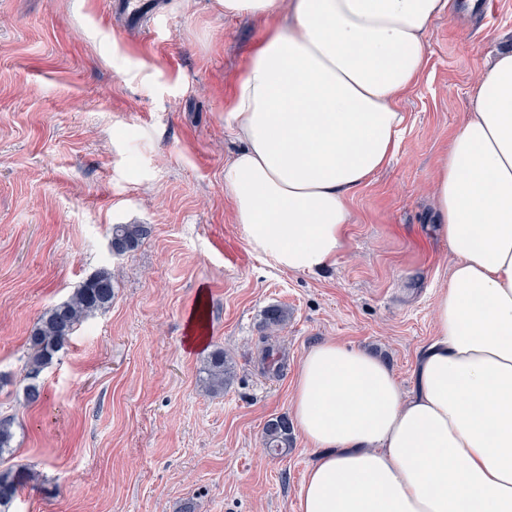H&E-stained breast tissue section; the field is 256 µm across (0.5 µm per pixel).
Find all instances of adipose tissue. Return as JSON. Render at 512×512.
Segmentation results:
<instances>
[{
	"mask_svg": "<svg viewBox=\"0 0 512 512\" xmlns=\"http://www.w3.org/2000/svg\"><path fill=\"white\" fill-rule=\"evenodd\" d=\"M270 29L233 90L224 189L252 249L335 263L352 195L395 158L403 94L448 0H223ZM455 263L403 389L333 340L303 357L294 420L313 451L298 512H512V49L483 70L433 181Z\"/></svg>",
	"mask_w": 512,
	"mask_h": 512,
	"instance_id": "ef3b65f1",
	"label": "adipose tissue"
}]
</instances>
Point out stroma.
I'll return each mask as SVG.
<instances>
[{
  "label": "stroma",
  "mask_w": 512,
  "mask_h": 512,
  "mask_svg": "<svg viewBox=\"0 0 512 512\" xmlns=\"http://www.w3.org/2000/svg\"><path fill=\"white\" fill-rule=\"evenodd\" d=\"M147 33L103 0H0V417L23 472L9 512H297L310 453L263 446L291 415L298 366L334 339L366 349L410 386L435 335L453 256L434 236L432 182L481 68L512 47V0L489 19L435 21L425 70L403 97L397 156L352 199L335 265L288 271L253 251L224 191L238 143L227 120L247 57L267 34L219 0H165ZM146 224L113 257L106 230ZM111 269V307L79 325L23 397L28 338L46 308ZM289 312L267 334L268 306ZM203 308L205 346L186 342ZM233 362L206 393L215 348ZM289 431L287 417L280 416L269 420L263 436L266 448L277 454L285 452L289 447Z\"/></svg>",
  "instance_id": "obj_1"
}]
</instances>
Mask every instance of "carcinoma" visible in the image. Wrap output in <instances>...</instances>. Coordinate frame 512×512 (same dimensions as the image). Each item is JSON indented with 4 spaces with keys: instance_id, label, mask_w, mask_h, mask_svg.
<instances>
[{
    "instance_id": "obj_1",
    "label": "carcinoma",
    "mask_w": 512,
    "mask_h": 512,
    "mask_svg": "<svg viewBox=\"0 0 512 512\" xmlns=\"http://www.w3.org/2000/svg\"><path fill=\"white\" fill-rule=\"evenodd\" d=\"M149 234L146 224H114L109 229V246L112 254L122 257L134 251ZM114 279L112 270L102 268L87 278L71 296L44 311L31 336L25 365L23 388L25 400L30 404L42 401L44 390L40 382L43 370L52 363L77 325L106 310L112 304ZM288 309L272 305L264 311L263 327L270 332L285 328L288 323ZM204 386L207 391L217 393L231 378L233 363L224 354V349L216 348L208 356L203 368ZM290 426L284 416L269 420L264 429L266 448L274 453H283L289 447ZM15 438L13 419L0 418V454L13 448ZM24 483L22 473L11 469L0 470V512H6L19 488Z\"/></svg>"
}]
</instances>
